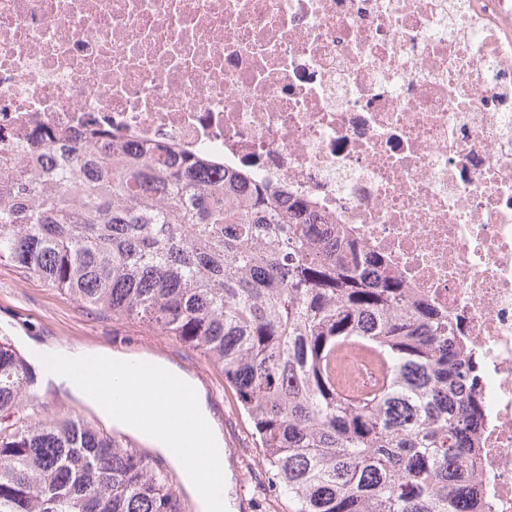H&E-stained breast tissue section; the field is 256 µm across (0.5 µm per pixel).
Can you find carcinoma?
I'll return each instance as SVG.
<instances>
[{
    "instance_id": "carcinoma-1",
    "label": "carcinoma",
    "mask_w": 512,
    "mask_h": 512,
    "mask_svg": "<svg viewBox=\"0 0 512 512\" xmlns=\"http://www.w3.org/2000/svg\"><path fill=\"white\" fill-rule=\"evenodd\" d=\"M0 136V264L138 320L224 369L291 512H488L468 462L478 361L448 312L307 201L159 142ZM363 345L380 376L342 386ZM39 377L0 341V512H185L154 459L80 421H31Z\"/></svg>"
}]
</instances>
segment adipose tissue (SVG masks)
<instances>
[{"mask_svg": "<svg viewBox=\"0 0 512 512\" xmlns=\"http://www.w3.org/2000/svg\"><path fill=\"white\" fill-rule=\"evenodd\" d=\"M20 344L39 371L44 387L79 400L104 421L148 443L177 467L184 492L199 512H232V471L224 435L204 390L187 373L156 358L107 347H72L23 336ZM112 371L111 392L92 383L97 368ZM201 451V460L185 455Z\"/></svg>", "mask_w": 512, "mask_h": 512, "instance_id": "obj_1", "label": "adipose tissue"}]
</instances>
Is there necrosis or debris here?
<instances>
[{
    "label": "necrosis or debris",
    "mask_w": 512,
    "mask_h": 512,
    "mask_svg": "<svg viewBox=\"0 0 512 512\" xmlns=\"http://www.w3.org/2000/svg\"><path fill=\"white\" fill-rule=\"evenodd\" d=\"M0 127L165 140L351 228L478 355L512 512V0H0Z\"/></svg>",
    "instance_id": "4bbe7bcc"
}]
</instances>
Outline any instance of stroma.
<instances>
[{"instance_id": "1", "label": "stroma", "mask_w": 512, "mask_h": 512, "mask_svg": "<svg viewBox=\"0 0 512 512\" xmlns=\"http://www.w3.org/2000/svg\"><path fill=\"white\" fill-rule=\"evenodd\" d=\"M28 335L72 346H106L134 356L150 355L170 361L191 374L203 387L224 431V447L233 472L249 473L245 484L233 485L237 512H288L287 497L276 496L269 484L263 452L252 437V424L240 410L224 374L200 351L132 319H112L87 312L43 281L0 265V339L16 342ZM33 420H80L112 435L116 429L91 408L46 391L37 396Z\"/></svg>"}]
</instances>
